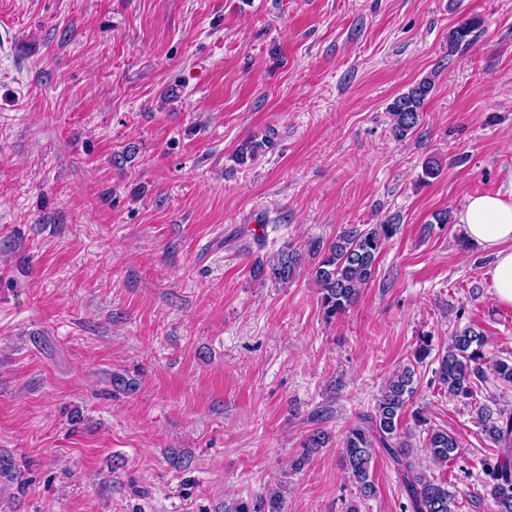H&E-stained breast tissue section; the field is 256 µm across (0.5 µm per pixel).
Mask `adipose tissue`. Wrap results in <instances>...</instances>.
Segmentation results:
<instances>
[{
	"label": "adipose tissue",
	"mask_w": 512,
	"mask_h": 512,
	"mask_svg": "<svg viewBox=\"0 0 512 512\" xmlns=\"http://www.w3.org/2000/svg\"><path fill=\"white\" fill-rule=\"evenodd\" d=\"M459 222L465 236L493 259L496 302L512 305V202L491 194L472 196Z\"/></svg>",
	"instance_id": "obj_1"
}]
</instances>
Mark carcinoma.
Wrapping results in <instances>:
<instances>
[{
    "mask_svg": "<svg viewBox=\"0 0 512 512\" xmlns=\"http://www.w3.org/2000/svg\"><path fill=\"white\" fill-rule=\"evenodd\" d=\"M480 24L473 18L463 22L448 34V52L469 44V36ZM432 72L397 95L387 107L390 134L404 141L420 128L425 104L435 87ZM269 144L268 138H248L239 145L233 160L238 165L254 161ZM442 170L436 157L422 165L420 182L430 183ZM400 225L385 221L381 224H347L329 243L312 241L309 257L315 259L310 274L318 288L320 306L326 319L346 312L357 300L360 291L374 280L377 259L386 244L398 233ZM303 261V252L286 245L270 259H257L251 273L257 280H275L287 284L296 278ZM487 343L484 332L469 325L457 330L450 338L448 349L438 356L435 382L454 398L474 401L476 394L487 392L485 402L475 407L481 431L499 444L496 453L481 460L484 497L490 499L496 512H512V409L498 406L490 386L512 385V357L486 360L483 349ZM415 369L406 366L393 375L380 396L373 412L361 423L348 428L342 446L343 467L356 484L359 494L370 497L375 493L371 463L380 450L394 464L400 478V488L407 503L406 512H457L458 500L448 489V483L428 475L410 459L412 445L402 430L403 415L414 392ZM328 440L322 431L308 436L304 452L295 467L305 465L308 457ZM426 448L431 462L442 467L457 458L459 446L453 434L442 428L427 429ZM283 497L270 491L257 500H241L224 512H282Z\"/></svg>",
    "mask_w": 512,
    "mask_h": 512,
    "instance_id": "obj_1",
    "label": "carcinoma"
}]
</instances>
